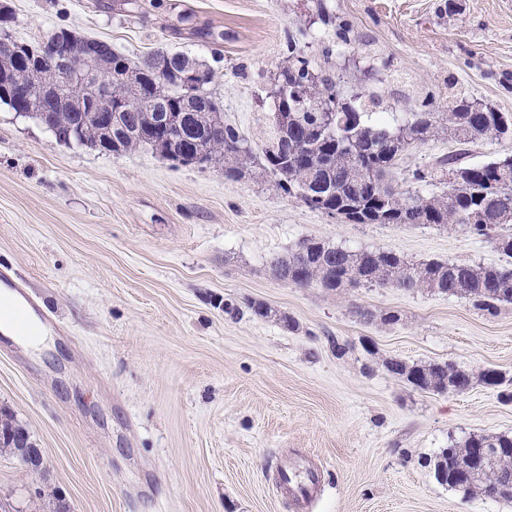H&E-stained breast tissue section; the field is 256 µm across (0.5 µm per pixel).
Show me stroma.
I'll return each instance as SVG.
<instances>
[{
  "label": "stroma",
  "instance_id": "obj_1",
  "mask_svg": "<svg viewBox=\"0 0 512 512\" xmlns=\"http://www.w3.org/2000/svg\"><path fill=\"white\" fill-rule=\"evenodd\" d=\"M0 1L18 41L65 27L132 58L161 47L204 61L257 151L289 31L308 25L299 44L315 53L322 29L317 0ZM329 2L418 89L456 85L512 113V0ZM305 238L512 261L459 227L344 222L270 179L227 180L220 163L64 144L0 104V271L22 279L52 340L36 351L0 333V408L44 458L28 472L0 448V512H53L54 493L72 512H512L424 465L470 434L512 435V304L491 316L463 298L275 279L273 259ZM394 357L491 368L506 384L422 392L386 372ZM300 465L322 473L306 508L274 480Z\"/></svg>",
  "mask_w": 512,
  "mask_h": 512
}]
</instances>
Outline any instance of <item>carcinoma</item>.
Segmentation results:
<instances>
[{
    "label": "carcinoma",
    "instance_id": "obj_1",
    "mask_svg": "<svg viewBox=\"0 0 512 512\" xmlns=\"http://www.w3.org/2000/svg\"><path fill=\"white\" fill-rule=\"evenodd\" d=\"M317 16L324 26L326 40L320 53L310 54L290 33L278 64L275 86L288 89V97L273 100L276 132L262 150L261 163H255L252 148L241 130L224 122L223 106L208 90L215 77L212 69L202 70L205 93L190 101L177 79L161 78L148 64V57L134 62L106 42H100V61L112 64L118 74H132L139 86L132 94L119 80L112 84V104L116 108L112 129L105 130L88 113L80 110L81 91L54 104L49 122L51 133L62 142L95 147L99 151L122 155L149 145L169 159L184 165L197 156L206 161H224V177L229 180L269 177L284 194L302 201L311 209L350 224H408L445 228L460 226L475 239L496 240L499 250L512 258V160L502 156L488 162L465 161L466 147L484 139L512 137V114L482 106L463 88L448 90L445 104L428 93L407 98V111L394 112L382 95L371 89L353 101L344 96V80L333 63L346 49L362 40L353 24L317 0ZM20 55L0 59V102L16 112L27 108L8 88L9 73L35 68L46 81L55 71L44 60L27 52L30 43L18 42ZM376 63L354 75L358 82L374 79L379 83L399 81L400 74L391 60L368 50ZM154 56L169 60L180 70L198 66L186 54L157 51ZM337 102L335 124L322 136L310 129L319 122L318 106L324 100ZM168 112L184 114L183 127L194 132L182 135L175 127L164 128L160 118ZM440 137L457 149L437 159L431 169L412 172V182L421 186H442L440 193L423 195L402 190L392 174L411 148ZM459 171L460 179L448 182V171ZM299 242L288 255L273 262L278 279H288L299 287L316 284L328 292L339 293L349 287L378 286L407 291L463 297L474 307L495 315L502 304H512V265L484 266L466 262L432 260L411 263L385 249H352L324 242L325 248L304 251ZM385 369L401 376L413 371L430 378L428 389L454 393L464 383H473L474 374L448 362L409 364L387 358ZM26 433L6 411L0 410V448H11ZM510 448L512 436L473 434L453 443L434 457L452 453L456 461L466 462L469 449ZM512 469V452L499 455L466 488L483 489L497 479L498 472Z\"/></svg>",
    "mask_w": 512,
    "mask_h": 512
}]
</instances>
